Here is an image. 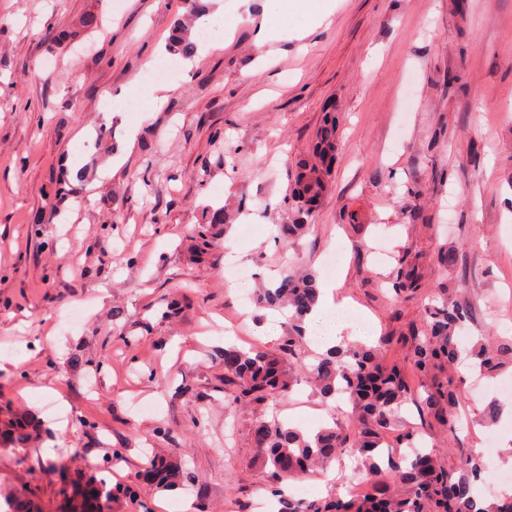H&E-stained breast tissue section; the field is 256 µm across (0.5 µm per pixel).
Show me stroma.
I'll use <instances>...</instances> for the list:
<instances>
[{"instance_id":"stroma-1","label":"stroma","mask_w":512,"mask_h":512,"mask_svg":"<svg viewBox=\"0 0 512 512\" xmlns=\"http://www.w3.org/2000/svg\"><path fill=\"white\" fill-rule=\"evenodd\" d=\"M220 5L223 48L200 35L184 58L166 49L182 0H0V512H84L94 470L113 489L101 512H257L256 420L353 430L349 407L303 379L277 402L228 399L225 345L288 333L241 306L231 269L249 291L290 263L314 270L415 383L406 339L440 288L471 311L464 347L512 338V0H336L329 23L261 47L266 0L198 9ZM167 64L157 109L146 75ZM328 110L331 186L281 244ZM209 206L232 221L197 259ZM402 261L422 286L398 301ZM454 374L462 422L426 437L449 463L512 434V366L478 395L467 365ZM152 456L186 481H145Z\"/></svg>"}]
</instances>
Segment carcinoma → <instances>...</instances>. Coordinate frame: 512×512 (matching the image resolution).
Listing matches in <instances>:
<instances>
[{
    "instance_id": "carcinoma-1",
    "label": "carcinoma",
    "mask_w": 512,
    "mask_h": 512,
    "mask_svg": "<svg viewBox=\"0 0 512 512\" xmlns=\"http://www.w3.org/2000/svg\"><path fill=\"white\" fill-rule=\"evenodd\" d=\"M195 50L192 23H178L170 35L168 51L188 57ZM335 151V119L327 117L312 157L296 171L291 190L293 218L289 224L278 225L283 240L308 228L312 213L328 188ZM418 288L416 268L400 267L393 285L396 296L412 294ZM440 295L441 305L429 311L422 335L412 336L411 359L423 377V393H414L398 365L385 362L383 351L391 338L382 336L372 346L348 345L328 350L305 368L324 400H342L351 406L355 419L352 432L335 426L305 433L276 418L255 423V458L261 467L269 469L271 480L277 484L273 496L280 505L278 512H512V495L484 494L487 466L478 455L470 453L456 467L449 468L436 454L418 449V435L410 431L396 438L395 449L382 451L396 413L409 402L418 403L427 423L450 430L456 427L460 395L448 367L462 355L456 332L470 320V313L448 300L445 291ZM318 296L317 274L297 268L285 269L274 287L259 290L256 302L260 307L288 309V336L275 351L224 348V382L233 389V399L266 403L290 392L298 372L295 365L303 364L302 323ZM469 357L479 373L496 374L512 365V339L481 343L469 352ZM343 452L365 464L366 479L371 483L367 493L303 502L285 494L282 482L326 468ZM152 467L159 487L174 485L175 472L165 460H154Z\"/></svg>"
}]
</instances>
